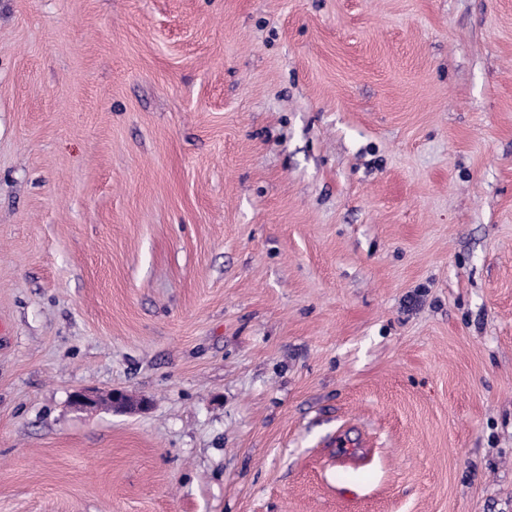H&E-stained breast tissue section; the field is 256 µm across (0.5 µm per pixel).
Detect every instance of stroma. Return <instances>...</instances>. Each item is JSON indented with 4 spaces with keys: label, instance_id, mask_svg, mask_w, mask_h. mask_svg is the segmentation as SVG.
<instances>
[{
    "label": "stroma",
    "instance_id": "obj_1",
    "mask_svg": "<svg viewBox=\"0 0 512 512\" xmlns=\"http://www.w3.org/2000/svg\"><path fill=\"white\" fill-rule=\"evenodd\" d=\"M0 512H512V0H0ZM71 402L80 409H94L106 405L119 410H144L148 406L146 399L134 403L126 392L117 389L109 390L105 394L77 391L73 393Z\"/></svg>",
    "mask_w": 512,
    "mask_h": 512
}]
</instances>
